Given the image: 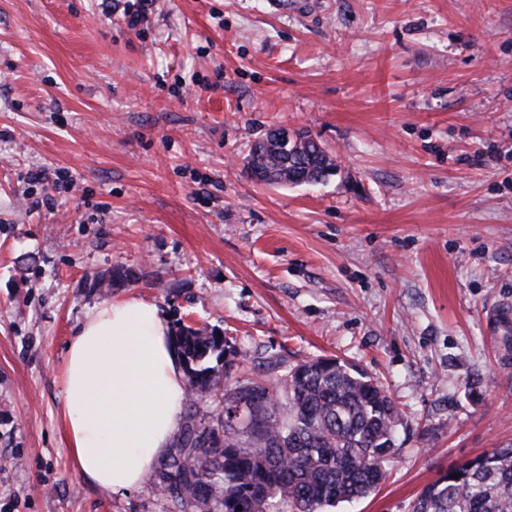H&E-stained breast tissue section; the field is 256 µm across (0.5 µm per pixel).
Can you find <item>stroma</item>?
I'll return each mask as SVG.
<instances>
[{
  "mask_svg": "<svg viewBox=\"0 0 512 512\" xmlns=\"http://www.w3.org/2000/svg\"><path fill=\"white\" fill-rule=\"evenodd\" d=\"M129 2L0 0V512H171L156 472L88 483L62 422L69 341L130 295L219 331L232 377L336 357L383 383L387 479L328 512H410L512 447V0H156L135 30ZM273 128L335 174L251 180Z\"/></svg>",
  "mask_w": 512,
  "mask_h": 512,
  "instance_id": "stroma-1",
  "label": "stroma"
}]
</instances>
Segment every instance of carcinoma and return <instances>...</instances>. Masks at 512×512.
I'll return each mask as SVG.
<instances>
[{
    "instance_id": "1",
    "label": "carcinoma",
    "mask_w": 512,
    "mask_h": 512,
    "mask_svg": "<svg viewBox=\"0 0 512 512\" xmlns=\"http://www.w3.org/2000/svg\"><path fill=\"white\" fill-rule=\"evenodd\" d=\"M257 147L285 184L293 176L290 156H303L322 179L337 169L336 158L305 132L295 142ZM127 278L116 268L92 287L109 291ZM173 344L186 375L187 405L158 486L174 512H325L381 485L398 450L400 413L359 367L316 358L264 382L228 386L226 341L215 329L182 325ZM208 399L217 401L216 409L199 414L196 403ZM411 512H512V448L448 469L422 488Z\"/></svg>"
}]
</instances>
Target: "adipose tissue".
Returning a JSON list of instances; mask_svg holds the SVG:
<instances>
[{
  "instance_id": "1",
  "label": "adipose tissue",
  "mask_w": 512,
  "mask_h": 512,
  "mask_svg": "<svg viewBox=\"0 0 512 512\" xmlns=\"http://www.w3.org/2000/svg\"><path fill=\"white\" fill-rule=\"evenodd\" d=\"M63 387L75 468L103 490L136 489L169 449L186 396L166 317L138 296L95 307L68 344Z\"/></svg>"
}]
</instances>
